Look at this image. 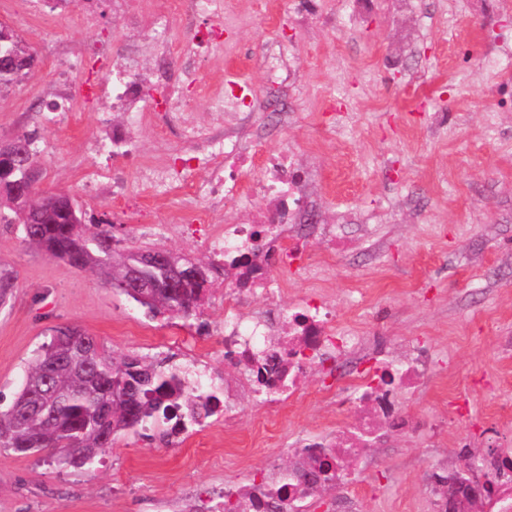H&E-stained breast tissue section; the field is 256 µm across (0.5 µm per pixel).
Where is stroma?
Here are the masks:
<instances>
[{"label": "stroma", "mask_w": 512, "mask_h": 512, "mask_svg": "<svg viewBox=\"0 0 512 512\" xmlns=\"http://www.w3.org/2000/svg\"><path fill=\"white\" fill-rule=\"evenodd\" d=\"M157 0H69L66 10L33 17L0 0V23L35 54L36 67L0 91V139L34 134L44 186L70 192L88 219L108 221L124 246L167 247L206 258L187 228L194 192L210 168L192 165L179 180L143 177L188 149L167 137L158 115L138 132L125 163V191L113 195L111 153L89 152L106 127L97 113L49 111L48 89L64 66L56 51L106 37L123 49L124 10L150 16ZM290 0H224L231 47L201 50L191 94L197 139L229 134L211 97L227 79L264 86L261 56L288 34L297 45L295 78L274 91L285 122L258 134L265 149L302 147L316 170L322 222L349 221L351 245L329 256L330 274L296 279L279 296L294 303L317 291L335 303L338 329L384 336L400 359L427 341L444 364L405 403L420 432H387L370 448L347 489L320 496L322 512H438L435 475L461 468L488 447L512 451V93L490 86L476 60L512 38V12H478L473 0H381L353 28L290 24ZM347 110L335 113L336 97ZM345 123L336 136L332 122ZM0 268L16 286L0 303V404L9 405L25 370L55 329L94 336L116 357L164 362L196 348L225 378L213 331L224 320L222 290L191 319L150 316L99 274L78 271L28 247L0 224ZM470 401L469 421L448 417L450 401ZM254 398L242 393L234 431L208 418L192 435L162 443L154 430L121 434L95 462L61 468L48 454L0 448V512H210L225 486L252 471L285 470L302 434L350 423L352 410L312 398L276 425L259 427Z\"/></svg>", "instance_id": "35a3bbf8"}]
</instances>
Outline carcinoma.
<instances>
[{"label":"carcinoma","mask_w":512,"mask_h":512,"mask_svg":"<svg viewBox=\"0 0 512 512\" xmlns=\"http://www.w3.org/2000/svg\"><path fill=\"white\" fill-rule=\"evenodd\" d=\"M11 52L18 61L15 70L0 71V89L10 87L22 74L33 69L35 58L17 36L0 42V56ZM30 215L23 216L8 205L0 206V224H16L22 240L46 256L60 259L78 270H90L102 276L107 286L120 289L119 276L112 267L113 237L110 231H93L88 225L72 224L69 205L55 199L38 186L30 195ZM202 284L188 273L179 288L170 292L159 288L149 300H136L148 313H169L174 317L197 315L202 301ZM54 366L53 388L61 400L45 413H34L18 422L12 410L27 401L29 387L38 385L44 368ZM129 368L148 373L147 383L139 387V421L123 426L129 404L115 401L110 395L112 381ZM184 408L198 420L206 416V406L188 398L182 380L174 371L135 358L115 360L103 355L87 371L71 359V348L56 343L42 345L29 364L24 381L13 402L0 409V447L19 455L39 451L55 452L54 460L65 466L83 468L91 464L105 448L112 446L108 437L131 430L137 434L168 418L171 410Z\"/></svg>","instance_id":"carcinoma-1"}]
</instances>
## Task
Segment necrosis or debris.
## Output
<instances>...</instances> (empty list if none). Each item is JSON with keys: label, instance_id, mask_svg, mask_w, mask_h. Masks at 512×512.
<instances>
[{"label": "necrosis or debris", "instance_id": "4bbe7bcc", "mask_svg": "<svg viewBox=\"0 0 512 512\" xmlns=\"http://www.w3.org/2000/svg\"><path fill=\"white\" fill-rule=\"evenodd\" d=\"M223 0H160L147 33L154 48L155 81L171 82L182 77L196 80L200 47L223 44ZM207 14L204 34L193 35L186 46L175 49L167 38L170 21L181 17L194 27L199 14ZM83 61L82 71L64 69L65 85L80 84L84 102L98 112L121 109L122 124L113 126L111 140L100 141L103 149L127 155L136 146V134L147 113L164 114L168 131L184 127L189 103L183 99L161 101L153 97L144 81L128 70L131 50L114 51L108 41L74 47ZM255 90L241 85L217 95L213 106L230 115L238 129L235 136L218 138L208 146L211 175L197 191L205 225L204 242L212 251L218 268L229 274L224 296V358L242 366L244 383L226 381L207 362L191 359L185 371L192 394L200 396L209 415H223L225 429H233L232 405L242 387H250L267 415L275 416L305 392L304 383L320 373L317 397L354 407L358 421L354 428L331 426L304 445L300 457L318 456L321 467L311 470L312 488L343 486L352 474L350 465L361 448L367 447L386 430L410 429L411 418L402 405L440 359L429 347H422L411 360L393 363L383 356L365 361L344 386L336 378L337 359L359 355L363 339L336 328V308L325 298L307 296L292 306L270 304L253 313L243 306L245 295H278L290 277L302 275L319 280L323 261L309 247L310 235H318L329 246L340 238L335 225L320 223L316 201L307 185L311 179L300 161V152L282 147L261 151L248 133L259 116L253 106ZM245 205L244 221L225 225L221 231L209 226L212 208L227 202ZM483 472L499 479L486 501V512H512V457H484L478 462ZM224 496L236 512H310V497L300 491L293 473H274L267 482L251 481L225 490Z\"/></svg>", "mask_w": 512, "mask_h": 512}]
</instances>
